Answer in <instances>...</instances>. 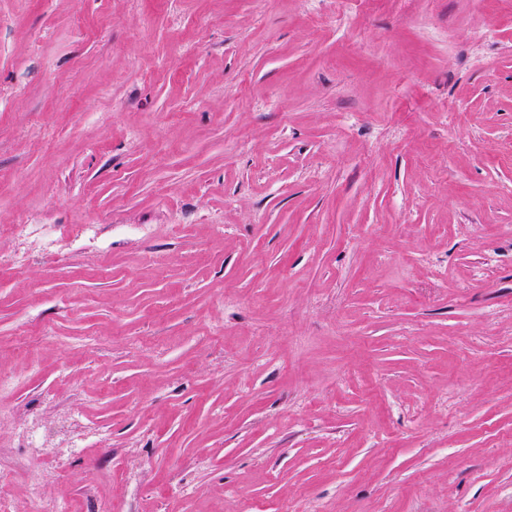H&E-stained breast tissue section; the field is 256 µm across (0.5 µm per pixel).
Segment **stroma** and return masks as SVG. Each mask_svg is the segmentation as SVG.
Listing matches in <instances>:
<instances>
[{
	"label": "stroma",
	"mask_w": 512,
	"mask_h": 512,
	"mask_svg": "<svg viewBox=\"0 0 512 512\" xmlns=\"http://www.w3.org/2000/svg\"><path fill=\"white\" fill-rule=\"evenodd\" d=\"M23 222L20 512H512V0H0Z\"/></svg>",
	"instance_id": "stroma-1"
}]
</instances>
